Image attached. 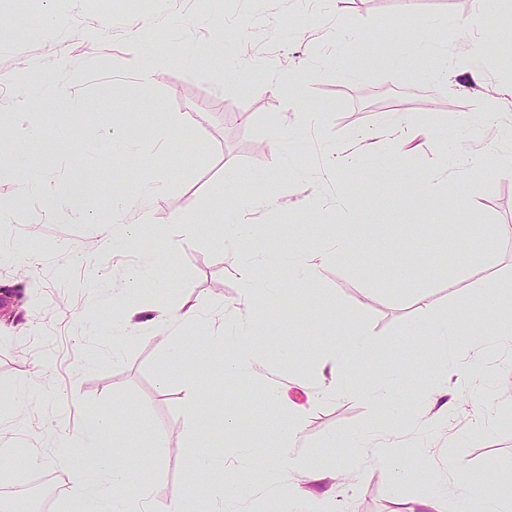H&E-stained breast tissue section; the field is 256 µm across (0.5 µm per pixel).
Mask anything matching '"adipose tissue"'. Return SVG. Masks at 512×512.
Wrapping results in <instances>:
<instances>
[{
  "instance_id": "obj_1",
  "label": "adipose tissue",
  "mask_w": 512,
  "mask_h": 512,
  "mask_svg": "<svg viewBox=\"0 0 512 512\" xmlns=\"http://www.w3.org/2000/svg\"><path fill=\"white\" fill-rule=\"evenodd\" d=\"M180 247L177 239H169L163 252L143 253L139 264L131 269L125 283L113 285L110 293L113 302H120L141 285H150L162 291L166 284L156 275L163 258L172 257ZM164 322L167 330L161 345L171 359H179L187 344L185 329L200 323L201 316L196 307H160L145 320L134 321L132 314L113 320L108 326L91 322L86 330L91 334H109L123 339L135 331L153 329L155 322ZM250 323L241 320L234 332H225L223 325L207 326L206 335L211 344L228 350L224 362V375L229 379H249L255 372L257 357L249 341ZM368 333L363 326L350 329L339 342L326 349L319 361L318 372L328 379L326 394L344 389L346 394L364 398L390 408L395 404L397 387L403 379L392 376L372 386L340 387L338 381L350 374L360 359L368 352ZM37 387L35 379L15 382L10 389L0 394V402L12 410V419L0 421V466L9 467L15 446L8 437L9 426H22L27 422V408ZM262 397L274 416L273 436L275 442L268 454L267 480L279 484L284 473L294 472L303 478L302 483L290 486L284 498L285 506H292L300 499H313L316 512H335L330 492L316 488L319 475L312 470L307 456L296 447L304 420L301 406L285 402L282 390L266 387ZM135 420L126 411L106 410L95 419L83 422L72 432L59 433L54 462L65 464L73 477L72 497L79 502L81 512H235L236 503L247 498L246 486L236 482L226 471V464L202 453L195 457L193 479L184 493L174 499L165 510H158L148 480H134L124 457L114 451V434L129 429Z\"/></svg>"
}]
</instances>
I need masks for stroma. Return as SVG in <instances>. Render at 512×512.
Returning a JSON list of instances; mask_svg holds the SVG:
<instances>
[{
	"mask_svg": "<svg viewBox=\"0 0 512 512\" xmlns=\"http://www.w3.org/2000/svg\"><path fill=\"white\" fill-rule=\"evenodd\" d=\"M49 20L57 33L45 39L39 31ZM501 20L512 22V0L480 8L474 0H170L162 15L155 0H0V146L10 147L14 131L31 123L50 137L67 131L51 149L27 146L28 174H0V203L18 214L0 223V246L27 247L33 265L21 280L13 264L0 263V286H21L19 299L0 308V390L28 376L38 382L28 422L13 434L20 454L0 473V502L22 512L37 479L55 470L30 466L29 455L48 454L58 432L110 406L140 417V429L119 444L134 476L150 475L152 496L165 507L181 495L199 453L183 431L190 375L218 413L255 400L270 383L306 406L297 445L312 451L319 486L335 488L342 512H403L434 492L421 479L393 481L371 460L337 484L353 435L399 441L409 468L427 457L441 469L461 460L472 474L498 475L496 494L512 498V349L485 343L491 375L473 392L488 397L490 430L470 434L468 417L459 416L448 425L457 436L451 446L430 425L428 398L410 384L399 387L394 408L381 409L352 396H319L313 373L321 347L358 323L372 348L348 383L390 373L437 379L440 362L426 365L411 353L410 327L454 310L477 330L512 307V175L498 169L512 153V111L496 119L500 136L481 126L485 88L512 84ZM146 23L152 33L143 59L155 71L148 85L127 64L128 39ZM333 30L359 41L351 48L325 41ZM403 42L434 47L447 79L427 60L392 69ZM190 52L197 62L186 61ZM274 66L292 72L290 88L272 84ZM402 117L415 134L407 147L387 133ZM130 128L132 148L101 153L104 131ZM360 131L377 140L378 154L336 169L334 152L353 149ZM277 132L283 145L272 140ZM434 157L442 170L430 168ZM144 174L161 177L166 189L130 208L123 221L141 224L139 240L110 254L100 222L111 213L112 186L136 188ZM429 178L460 187L464 202L451 209L440 197L423 198L420 183ZM229 184L247 205L243 219L261 251L311 256L361 216L380 230L353 257L321 265L310 285L263 268L290 303H258L257 375L236 392H225L223 356L197 331L180 362L163 350L159 328L127 337L113 360L112 337L84 334V319L110 323L117 312L103 300L106 287L165 239L182 243L158 272L174 283L163 303L220 310L229 322L244 311L237 263L212 222L234 207L224 195ZM177 213L193 220L189 236L174 223ZM398 269L405 279L395 278ZM283 346L294 353L285 365L277 356ZM91 355L99 363L83 369ZM205 430L208 453L253 489L242 512H281L263 483L269 437L249 419L236 431L216 423ZM157 437L164 447H154ZM240 448L249 456L236 457Z\"/></svg>",
	"mask_w": 512,
	"mask_h": 512,
	"instance_id": "obj_1",
	"label": "stroma"
}]
</instances>
